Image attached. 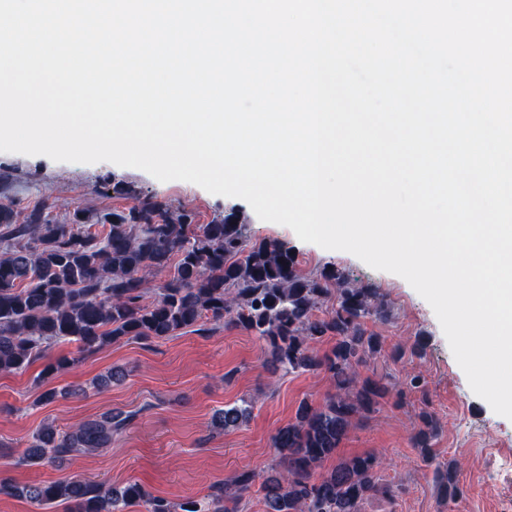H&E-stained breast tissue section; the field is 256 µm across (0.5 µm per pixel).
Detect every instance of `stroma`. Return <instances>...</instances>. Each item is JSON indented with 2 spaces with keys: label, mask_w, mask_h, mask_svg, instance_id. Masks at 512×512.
<instances>
[{
  "label": "stroma",
  "mask_w": 512,
  "mask_h": 512,
  "mask_svg": "<svg viewBox=\"0 0 512 512\" xmlns=\"http://www.w3.org/2000/svg\"><path fill=\"white\" fill-rule=\"evenodd\" d=\"M143 200L173 217L191 214L198 224L240 211L251 240L292 247L303 272L333 266L352 283L377 289L389 318L366 326L384 337L385 346L361 372L375 379L389 373L406 383L415 377L419 385L404 400L388 396L377 412L356 421L335 457L322 464L327 470L338 459L363 454L380 459V474L392 492L368 498L362 512H504L512 503V470L500 468L512 463V420L472 392L433 309L403 278L372 269L351 253L302 242L289 227L260 220L244 200L213 195L189 182H161L111 162L67 163L0 152V203L11 207L16 223L44 205L57 221L79 209L93 224L104 212ZM419 339L425 349L417 354L413 346ZM395 351L402 354L396 363L389 358ZM269 360L266 345L251 332L220 325L207 332L185 329L165 340H123L49 379L41 378L39 362L0 374V446L10 455L27 448L47 421L65 429L110 411L136 414L125 432L94 455H74L56 466H16L0 459V477L20 486L68 475L117 488L136 481L153 495L178 502L204 496L212 484L241 471L269 470L276 431L293 421L301 402L322 404L330 391L322 374L286 373ZM111 371L112 383L95 388L94 380ZM70 385L85 387L86 397L41 401L44 391ZM227 406L250 408L251 415L246 425L224 433L213 424ZM424 411L440 424L428 458L411 440V423ZM452 461L464 495L450 503L439 494L436 469Z\"/></svg>",
  "instance_id": "1"
}]
</instances>
